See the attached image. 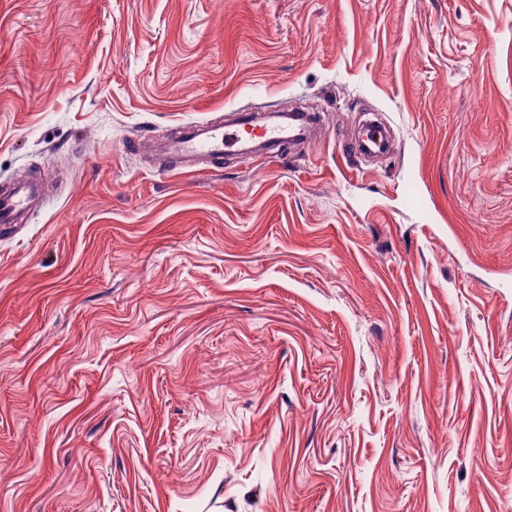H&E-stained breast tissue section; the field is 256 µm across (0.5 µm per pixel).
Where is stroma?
Listing matches in <instances>:
<instances>
[{
    "mask_svg": "<svg viewBox=\"0 0 512 512\" xmlns=\"http://www.w3.org/2000/svg\"><path fill=\"white\" fill-rule=\"evenodd\" d=\"M295 107L270 158L129 146ZM29 178L0 512H512V0H0Z\"/></svg>",
    "mask_w": 512,
    "mask_h": 512,
    "instance_id": "1",
    "label": "stroma"
}]
</instances>
